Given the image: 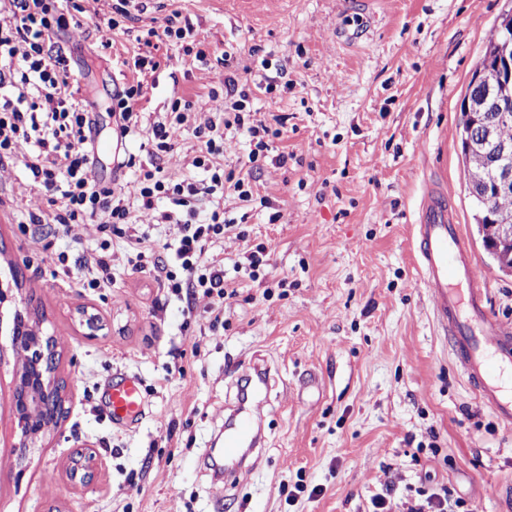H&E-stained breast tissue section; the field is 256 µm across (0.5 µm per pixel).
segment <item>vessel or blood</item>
Returning <instances> with one entry per match:
<instances>
[{
  "label": "vessel or blood",
  "mask_w": 512,
  "mask_h": 512,
  "mask_svg": "<svg viewBox=\"0 0 512 512\" xmlns=\"http://www.w3.org/2000/svg\"><path fill=\"white\" fill-rule=\"evenodd\" d=\"M417 259L431 295L439 325L447 330L452 352L483 404L506 427H512V325L498 321L488 306L489 280L477 271L446 190L425 183L419 217L414 226ZM466 291H459V284ZM112 417L142 411L144 397L138 380L115 381ZM256 439L252 419L239 415L224 435V459L233 461L242 447Z\"/></svg>",
  "instance_id": "1"
}]
</instances>
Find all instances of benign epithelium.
<instances>
[{
	"label": "benign epithelium",
	"instance_id": "7a95c632",
	"mask_svg": "<svg viewBox=\"0 0 512 512\" xmlns=\"http://www.w3.org/2000/svg\"><path fill=\"white\" fill-rule=\"evenodd\" d=\"M485 104L498 112L502 122L512 120V97L506 99L495 89L488 88ZM499 163L493 173L494 190L499 196L512 193V143L507 140L497 142ZM32 328H27L13 339L16 349L35 356L25 358L13 376L12 398L13 419L21 429V457H26V448L42 440L48 426L38 423L35 411H43L51 416V425L58 426L67 414V397L55 381L58 354L56 343L51 338L36 336L30 338ZM98 462L97 454L90 448H78L70 457V475L84 480L93 472Z\"/></svg>",
	"mask_w": 512,
	"mask_h": 512
}]
</instances>
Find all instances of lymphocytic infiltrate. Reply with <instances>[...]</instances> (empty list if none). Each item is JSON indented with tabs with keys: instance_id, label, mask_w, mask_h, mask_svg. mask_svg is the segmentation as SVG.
Returning a JSON list of instances; mask_svg holds the SVG:
<instances>
[{
	"instance_id": "f902f5d3",
	"label": "lymphocytic infiltrate",
	"mask_w": 512,
	"mask_h": 512,
	"mask_svg": "<svg viewBox=\"0 0 512 512\" xmlns=\"http://www.w3.org/2000/svg\"><path fill=\"white\" fill-rule=\"evenodd\" d=\"M59 0H0V165L14 160L19 145H33L25 166L34 182L50 197L47 213H29L32 224H51L62 230L100 219L102 228L126 243L130 271L152 274L160 288L194 304L197 297L209 299L210 309L221 312L232 298L224 277V262L208 256L212 238L234 227V220L213 206L207 221L197 219L200 198L230 191L239 201L252 202L256 191L250 173L225 171L222 163L227 130H244L254 142L249 164L270 159L287 166L289 154L278 150L281 129L256 119L250 108V91L235 76L224 75L210 87L209 98H223V110L204 123L191 122L192 100L172 98L164 118L141 124L140 103L146 96L144 77L156 70L160 42L178 47L184 56L205 59L207 51L196 41L192 29L171 13L162 28L137 26L130 0H111L109 9L84 31L101 46L112 44L115 32L136 43L132 76L112 97L119 138L146 136L149 148L143 159L128 154L118 158L117 168L133 170V187L105 185L93 175L88 144L94 126L87 104L78 100L74 73L61 45L71 27L70 14ZM193 137L192 158L181 154L186 137ZM201 170L203 183L190 182L185 168ZM169 210L156 211L158 200ZM153 213L156 223L179 224L183 234L176 244L155 253L150 235L142 231L140 214Z\"/></svg>"
}]
</instances>
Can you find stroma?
I'll list each match as a JSON object with an SVG mask.
<instances>
[{"instance_id": "35a3bbf8", "label": "stroma", "mask_w": 512, "mask_h": 512, "mask_svg": "<svg viewBox=\"0 0 512 512\" xmlns=\"http://www.w3.org/2000/svg\"><path fill=\"white\" fill-rule=\"evenodd\" d=\"M131 10L144 27L180 11L209 47L199 62L161 46L141 102L151 117L189 95L206 121L223 71L252 88L261 117H285L293 160L254 171L268 206L225 194L237 224L210 247L229 268L261 243L267 264L237 277L219 323L206 299L187 306L146 272L86 287L84 255L105 243L125 264L121 240L95 223H22L47 210V194L24 158L0 166V286L14 290L0 304V512H373L380 495L409 512L444 487L467 512H512V428L467 385L413 246L422 187L438 178L491 275L495 318L512 322V275L482 245L458 142L461 100L512 0H134ZM68 47L83 97L101 106L98 141L115 142L112 93L133 44L118 34L107 49L78 37ZM21 307L55 337L69 397L26 466L10 420ZM260 369L267 383L248 409L265 442L230 487L208 452L224 441L238 381ZM117 373L146 397L120 423L108 405ZM84 445L100 465L79 485L66 467Z\"/></svg>"}]
</instances>
